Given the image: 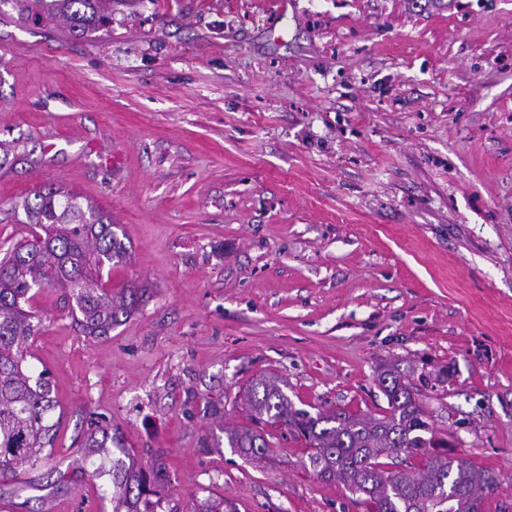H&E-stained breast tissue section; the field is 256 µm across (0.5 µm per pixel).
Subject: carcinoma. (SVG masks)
I'll list each match as a JSON object with an SVG mask.
<instances>
[{
  "label": "carcinoma",
  "mask_w": 512,
  "mask_h": 512,
  "mask_svg": "<svg viewBox=\"0 0 512 512\" xmlns=\"http://www.w3.org/2000/svg\"><path fill=\"white\" fill-rule=\"evenodd\" d=\"M39 16L60 21L75 34L112 23V0H36ZM21 203L27 235L0 257V483L35 468L52 451L58 406L46 373L27 365L29 347L44 330L36 296L58 288L75 302L77 323L90 337L107 335L120 318H129L144 292L103 282L104 267L127 256L112 223L92 204L63 188L38 189ZM378 382L388 411L367 417L341 409L311 416L295 409L272 378H259L250 388L256 421L286 429L308 445L309 467L323 481L339 480L361 495L364 512H483L485 497L500 484L495 472L470 460L448 456V441L436 437L425 406L416 397L410 374L384 366ZM230 447L246 457L261 458L274 447L272 434L253 427L226 431ZM420 460L416 471L388 469L382 459L399 455ZM112 480V512L140 511V499L155 493L162 476L156 463L152 475L123 461L107 471Z\"/></svg>",
  "instance_id": "cac0c4a2"
}]
</instances>
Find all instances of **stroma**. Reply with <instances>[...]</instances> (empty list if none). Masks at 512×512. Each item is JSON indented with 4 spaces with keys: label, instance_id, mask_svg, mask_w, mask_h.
Instances as JSON below:
<instances>
[{
    "label": "stroma",
    "instance_id": "1",
    "mask_svg": "<svg viewBox=\"0 0 512 512\" xmlns=\"http://www.w3.org/2000/svg\"><path fill=\"white\" fill-rule=\"evenodd\" d=\"M40 187L111 218V283L145 295L99 339L37 296L60 427L0 512H112L121 450L162 459L160 512H363L287 431L259 460L224 431L267 374L382 416L389 362L512 512V0H112L82 36L6 9L0 242Z\"/></svg>",
    "mask_w": 512,
    "mask_h": 512
}]
</instances>
